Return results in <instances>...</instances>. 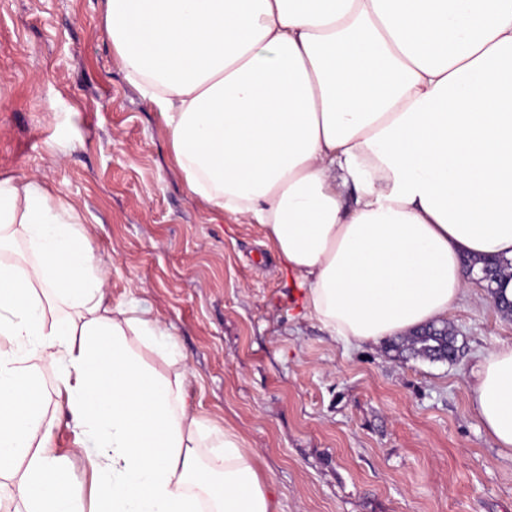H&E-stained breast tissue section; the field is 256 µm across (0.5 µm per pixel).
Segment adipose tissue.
I'll return each instance as SVG.
<instances>
[{
	"mask_svg": "<svg viewBox=\"0 0 512 512\" xmlns=\"http://www.w3.org/2000/svg\"><path fill=\"white\" fill-rule=\"evenodd\" d=\"M102 21L190 192L261 225L347 345L446 317L463 259L512 263V0H105ZM19 241L22 258L0 257V479L26 512H85L34 430L36 362L101 479L98 512H281L241 437L192 413L170 330L111 305V256L26 175L0 179V250ZM470 378L512 452V343Z\"/></svg>",
	"mask_w": 512,
	"mask_h": 512,
	"instance_id": "obj_1",
	"label": "adipose tissue"
}]
</instances>
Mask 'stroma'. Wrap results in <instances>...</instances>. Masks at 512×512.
<instances>
[{"label":"stroma","instance_id":"stroma-1","mask_svg":"<svg viewBox=\"0 0 512 512\" xmlns=\"http://www.w3.org/2000/svg\"><path fill=\"white\" fill-rule=\"evenodd\" d=\"M103 0H0V177L25 174L110 255L113 304L170 328L194 413L237 432L282 512H512V457L470 407L475 358L512 342L484 285L448 311L456 362L351 347L302 316L257 224L189 191L154 106L127 80ZM37 383L52 446L92 512L94 483L52 369Z\"/></svg>","mask_w":512,"mask_h":512}]
</instances>
